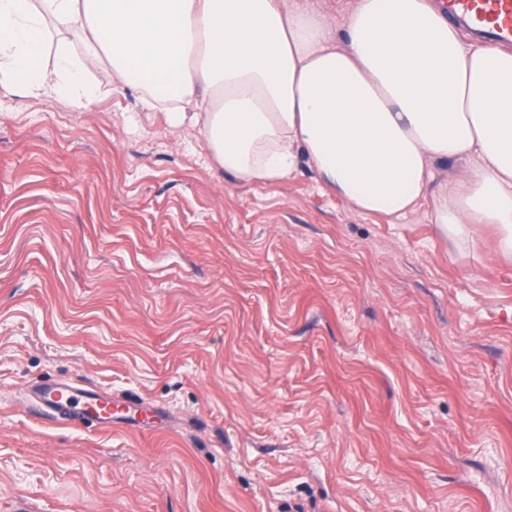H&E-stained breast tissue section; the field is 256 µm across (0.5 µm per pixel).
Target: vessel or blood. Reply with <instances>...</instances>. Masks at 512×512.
Here are the masks:
<instances>
[{
  "mask_svg": "<svg viewBox=\"0 0 512 512\" xmlns=\"http://www.w3.org/2000/svg\"><path fill=\"white\" fill-rule=\"evenodd\" d=\"M442 9L466 28L496 42H512V0H443ZM34 396L54 417L112 420V399L79 384H48L36 389Z\"/></svg>",
  "mask_w": 512,
  "mask_h": 512,
  "instance_id": "vessel-or-blood-1",
  "label": "vessel or blood"
}]
</instances>
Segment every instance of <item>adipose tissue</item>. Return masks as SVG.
Masks as SVG:
<instances>
[{"label": "adipose tissue", "instance_id": "obj_1", "mask_svg": "<svg viewBox=\"0 0 512 512\" xmlns=\"http://www.w3.org/2000/svg\"><path fill=\"white\" fill-rule=\"evenodd\" d=\"M81 34L45 65L47 21ZM145 89L244 181L288 178L308 157L364 213L431 204L455 240L500 229L512 255V50L466 43L431 0H356L334 23L282 0H0V85L89 108L87 64ZM472 167L433 185L435 162Z\"/></svg>", "mask_w": 512, "mask_h": 512}]
</instances>
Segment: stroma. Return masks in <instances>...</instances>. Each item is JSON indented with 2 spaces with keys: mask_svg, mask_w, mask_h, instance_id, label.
Instances as JSON below:
<instances>
[{
  "mask_svg": "<svg viewBox=\"0 0 512 512\" xmlns=\"http://www.w3.org/2000/svg\"><path fill=\"white\" fill-rule=\"evenodd\" d=\"M0 89V512H512V259L307 163L245 182L133 87ZM80 382L154 431L48 415Z\"/></svg>",
  "mask_w": 512,
  "mask_h": 512,
  "instance_id": "obj_1",
  "label": "stroma"
}]
</instances>
